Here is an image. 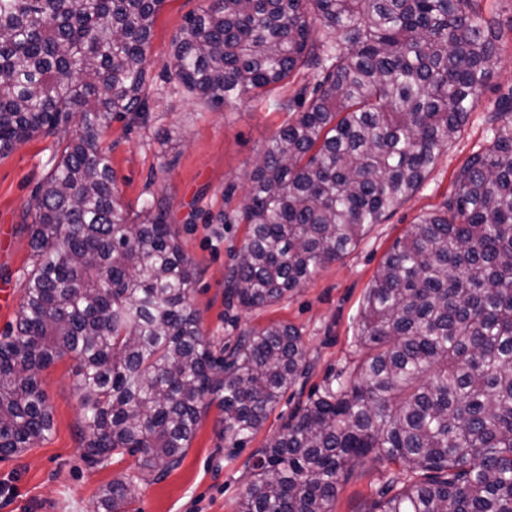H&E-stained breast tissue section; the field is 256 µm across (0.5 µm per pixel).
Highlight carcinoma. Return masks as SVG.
Listing matches in <instances>:
<instances>
[{"instance_id": "carcinoma-1", "label": "carcinoma", "mask_w": 512, "mask_h": 512, "mask_svg": "<svg viewBox=\"0 0 512 512\" xmlns=\"http://www.w3.org/2000/svg\"><path fill=\"white\" fill-rule=\"evenodd\" d=\"M165 0H0V152L38 136L61 156L37 188L35 262L0 335V459L53 422L40 372L69 354L84 456L178 468L216 400L238 450L306 377L300 331L272 323L216 354L197 273L163 198L130 217L101 140L146 114L153 25ZM173 41V76L199 101L256 99L301 71L314 84L265 147L239 210L248 235L229 306L274 305L356 249L425 180L465 124L499 47L478 0H205ZM324 35H315V25ZM80 119V130L67 135ZM443 210L387 254L366 292L364 354L251 455L238 512H333L370 454L368 512H512V98ZM114 480L97 509L126 512Z\"/></svg>"}]
</instances>
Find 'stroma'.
I'll use <instances>...</instances> for the list:
<instances>
[{"label": "stroma", "instance_id": "1", "mask_svg": "<svg viewBox=\"0 0 512 512\" xmlns=\"http://www.w3.org/2000/svg\"><path fill=\"white\" fill-rule=\"evenodd\" d=\"M203 4L165 0L148 52L149 110L142 119L113 120L103 147L124 203L137 211L144 200L166 198L168 220L197 268L191 304L213 350L233 343L242 331L287 323L301 332L312 369L288 389L241 453L230 454L225 447L224 415L210 405L181 467L159 480L138 476L136 459L127 454L101 464L85 460L75 362L63 356L41 373L53 421L49 437L0 459V512H96L102 488L116 479L130 482L127 512H237L251 480V454L282 432L292 411L326 378L352 367L358 358V312L384 257L420 217L443 207L458 171L487 144L498 102L512 94V0H481L500 47L499 61L466 124L422 185L370 228L354 251L327 264L281 303L230 309L224 282L247 235L246 225L234 219L235 210L265 146L290 115L246 99L209 105L177 92L168 78L172 39ZM55 152L54 138L38 136L0 155V333L14 322L33 265L28 230L33 192L50 171ZM379 470L371 459L358 465L353 479L340 487L333 512H368L377 497Z\"/></svg>", "mask_w": 512, "mask_h": 512}]
</instances>
